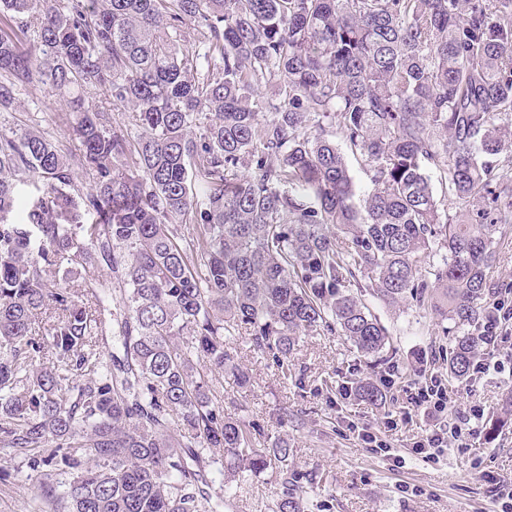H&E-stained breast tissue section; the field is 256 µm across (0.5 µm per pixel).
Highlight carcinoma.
Masks as SVG:
<instances>
[{
	"label": "carcinoma",
	"instance_id": "obj_1",
	"mask_svg": "<svg viewBox=\"0 0 512 512\" xmlns=\"http://www.w3.org/2000/svg\"><path fill=\"white\" fill-rule=\"evenodd\" d=\"M35 85L67 98L91 180L52 136L0 127V447L34 512H223L268 469L270 512H308L288 438L253 447L218 397L250 378L239 326L285 378L302 337H344L373 367L346 392L380 405L395 353L373 303L413 301L469 377L512 223V0H0V112ZM333 127L373 172L359 206Z\"/></svg>",
	"mask_w": 512,
	"mask_h": 512
}]
</instances>
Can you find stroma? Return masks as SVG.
Masks as SVG:
<instances>
[{"label": "stroma", "mask_w": 512, "mask_h": 512, "mask_svg": "<svg viewBox=\"0 0 512 512\" xmlns=\"http://www.w3.org/2000/svg\"><path fill=\"white\" fill-rule=\"evenodd\" d=\"M20 102L15 112L0 113V124L56 134V120L67 110L62 96L36 87L21 95ZM377 313L393 336L398 360L384 405L327 391L328 383L344 386L365 367L364 357L334 334L307 337L286 379L271 358L250 352L245 335H237L235 345L251 371V383L241 391L225 386V398L241 396L247 418L260 425L255 447L287 436L293 468L309 480L311 512H497L492 485L484 476L512 479V424L496 430L489 424L512 393V376L491 374L459 383L443 365L449 338L430 309L410 303L381 307ZM433 376L443 381L454 411L474 404L484 410L480 433L464 436L462 447L449 449L437 462L416 458L411 450L440 420L410 410L408 401L415 385ZM281 407L291 415L288 423L275 415ZM364 427L387 445V452L359 438ZM398 454L405 456V467L395 463ZM18 468L0 450V512H30L31 490ZM406 484L420 487V495L401 493ZM278 491L271 472L247 476L225 502L224 512H269Z\"/></svg>", "instance_id": "1"}]
</instances>
